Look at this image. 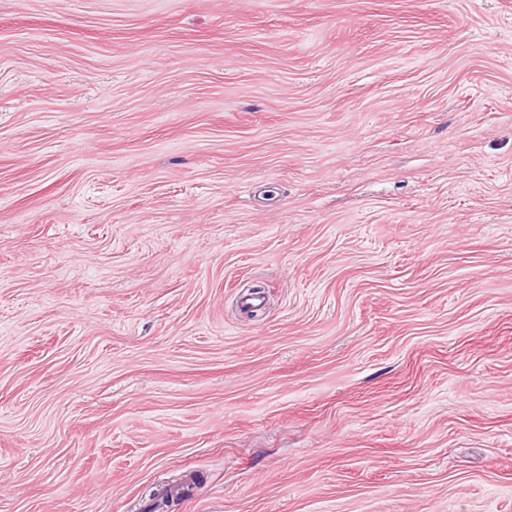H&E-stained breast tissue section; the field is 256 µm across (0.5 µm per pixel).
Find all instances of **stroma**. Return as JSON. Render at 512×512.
I'll use <instances>...</instances> for the list:
<instances>
[{
    "instance_id": "obj_1",
    "label": "stroma",
    "mask_w": 512,
    "mask_h": 512,
    "mask_svg": "<svg viewBox=\"0 0 512 512\" xmlns=\"http://www.w3.org/2000/svg\"><path fill=\"white\" fill-rule=\"evenodd\" d=\"M193 473L512 512V0H0V512Z\"/></svg>"
}]
</instances>
